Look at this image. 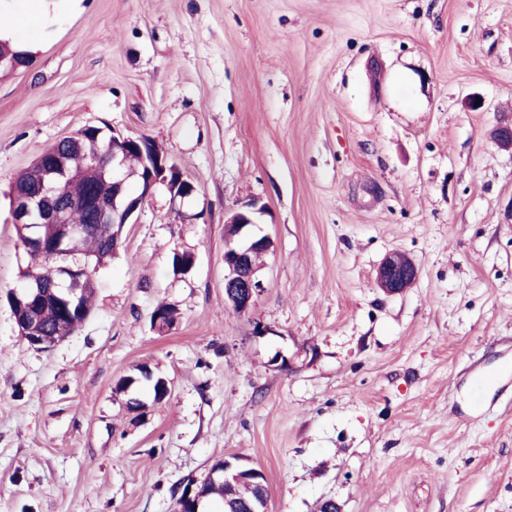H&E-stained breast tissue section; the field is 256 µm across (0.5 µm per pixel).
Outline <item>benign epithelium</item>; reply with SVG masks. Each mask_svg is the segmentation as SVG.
I'll return each instance as SVG.
<instances>
[{"instance_id":"1","label":"benign epithelium","mask_w":512,"mask_h":512,"mask_svg":"<svg viewBox=\"0 0 512 512\" xmlns=\"http://www.w3.org/2000/svg\"><path fill=\"white\" fill-rule=\"evenodd\" d=\"M127 177L117 163V154H112V196L101 194L99 209L102 216L110 220L121 213L122 222L127 224L140 209L142 203L151 198L157 186H166L171 204L183 201L196 191L194 184L184 178L175 164L167 157L154 156L137 183V193L127 192ZM264 206L257 201L244 204L225 222L226 247L224 252V296L230 306L239 313H245L260 296L263 285L258 277L259 268L251 262V254L256 251H269L271 241L266 235L254 232L258 215ZM12 214L14 223L24 224L31 230L28 246L41 250L49 245L57 252L74 253L84 236L80 224L70 221V208L57 202L52 190L38 194L13 193ZM87 272L83 266L65 268L64 277L68 288L67 296L76 295L78 284ZM419 277V267L406 254L395 251L379 265L376 281L380 288L389 294H400L412 287ZM257 476L256 470L245 469L239 459H224L216 462L209 474L211 480H222L224 486L234 485ZM182 512H201L203 497L193 487L184 490Z\"/></svg>"}]
</instances>
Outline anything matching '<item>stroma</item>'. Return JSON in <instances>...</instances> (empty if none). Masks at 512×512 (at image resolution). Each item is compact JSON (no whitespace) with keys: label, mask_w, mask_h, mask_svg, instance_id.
<instances>
[{"label":"stroma","mask_w":512,"mask_h":512,"mask_svg":"<svg viewBox=\"0 0 512 512\" xmlns=\"http://www.w3.org/2000/svg\"><path fill=\"white\" fill-rule=\"evenodd\" d=\"M19 37L32 66L0 72V512H175L230 456L263 471L268 512H512V150L490 139L512 121V0H49ZM87 126L150 138L196 191L176 211L156 188L89 316L38 350L8 303L29 262L10 186ZM252 199L271 248L239 313L224 221ZM396 250L420 275L389 294ZM419 277V267L406 254L395 251L379 265L376 281L380 288L389 294H400L411 288Z\"/></svg>","instance_id":"stroma-1"}]
</instances>
